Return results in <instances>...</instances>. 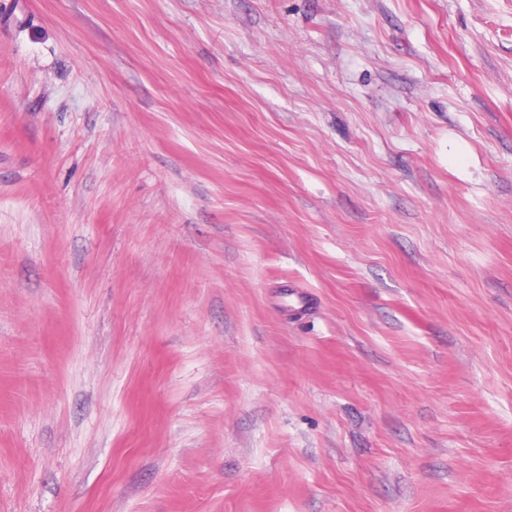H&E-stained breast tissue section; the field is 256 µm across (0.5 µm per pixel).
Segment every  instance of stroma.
<instances>
[{
    "instance_id": "35a3bbf8",
    "label": "stroma",
    "mask_w": 512,
    "mask_h": 512,
    "mask_svg": "<svg viewBox=\"0 0 512 512\" xmlns=\"http://www.w3.org/2000/svg\"><path fill=\"white\" fill-rule=\"evenodd\" d=\"M0 512H512V0H0Z\"/></svg>"
}]
</instances>
